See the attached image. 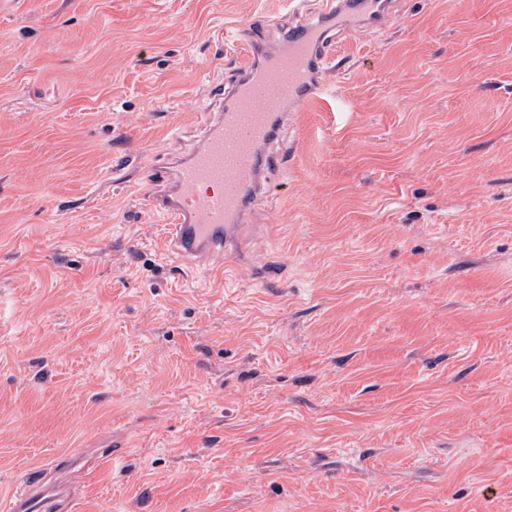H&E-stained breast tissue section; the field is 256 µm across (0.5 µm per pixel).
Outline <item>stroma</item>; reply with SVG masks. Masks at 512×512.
<instances>
[{"instance_id": "1", "label": "stroma", "mask_w": 512, "mask_h": 512, "mask_svg": "<svg viewBox=\"0 0 512 512\" xmlns=\"http://www.w3.org/2000/svg\"><path fill=\"white\" fill-rule=\"evenodd\" d=\"M281 0H0V500L77 512H512V0L339 35L247 264L163 243L219 29ZM59 469L66 470L69 481L65 484L57 483L48 475L47 470H42L38 477L23 482L11 499L2 503L3 511L10 512H70L71 488L82 477L83 468L72 458H65L59 465Z\"/></svg>"}]
</instances>
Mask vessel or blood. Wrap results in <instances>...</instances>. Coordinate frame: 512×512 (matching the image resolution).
Wrapping results in <instances>:
<instances>
[{
	"label": "vessel or blood",
	"instance_id": "obj_1",
	"mask_svg": "<svg viewBox=\"0 0 512 512\" xmlns=\"http://www.w3.org/2000/svg\"><path fill=\"white\" fill-rule=\"evenodd\" d=\"M398 5L399 0H324L320 15L300 19L280 37L259 29L231 32V79H212L197 139L185 156L150 178L153 209L164 221L172 254L197 261L241 256L270 191L261 172L288 166L289 153L276 147L280 131L300 112L333 102L329 48L337 34L382 30ZM59 467L67 471L68 483L40 472L0 504V512H71V485L83 469L71 457Z\"/></svg>",
	"mask_w": 512,
	"mask_h": 512
}]
</instances>
